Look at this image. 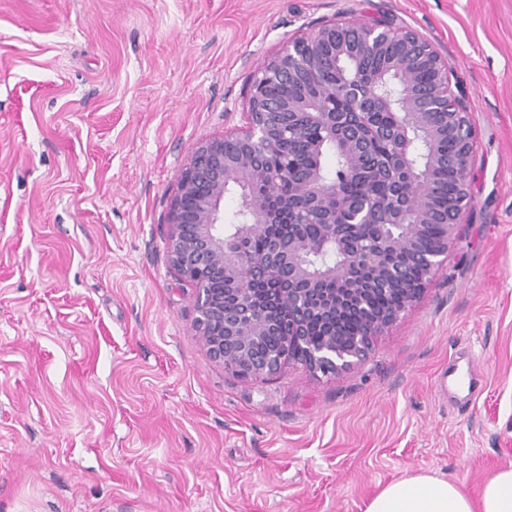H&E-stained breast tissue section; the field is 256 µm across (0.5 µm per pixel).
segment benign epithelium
Returning <instances> with one entry per match:
<instances>
[{
    "instance_id": "obj_1",
    "label": "benign epithelium",
    "mask_w": 512,
    "mask_h": 512,
    "mask_svg": "<svg viewBox=\"0 0 512 512\" xmlns=\"http://www.w3.org/2000/svg\"><path fill=\"white\" fill-rule=\"evenodd\" d=\"M380 60L376 74L362 77L361 62ZM354 76L329 85L325 74L343 66ZM281 81L294 87L293 97L271 98L267 84ZM347 97L355 113L365 108L389 112L392 124L380 132L369 124L352 122L326 108L327 93ZM244 124L200 142L180 169L169 204V260L179 276L195 288L193 328L210 358L243 378L273 377L290 361L323 375L336 374L362 361L377 336L383 334L416 301L433 273L448 259L457 229L472 208V155L475 141L466 95L452 90L448 65L437 49L411 29L389 20L364 21L342 17L327 20L305 35L284 44L267 58L251 80ZM383 135L401 144L399 166L408 174L398 196L399 215L407 229L382 236L373 250L352 242L336 223V196L341 180L322 165H288L274 179H264L262 157L272 148L299 141L312 155L340 149V169L355 176L371 157L372 140ZM456 150L444 153L448 137ZM451 169L458 192L437 203L439 188L429 173ZM263 182L261 193L254 191ZM291 188L293 214L312 213L323 223L321 243H309L302 225L287 236L268 237L266 250L248 260L229 247L266 235L274 208L283 202L282 183ZM239 191L231 235L224 234V195ZM360 223H393L373 197L347 203ZM436 226L437 236L428 228ZM340 249L344 261L327 258ZM363 263L372 280L406 286L401 300L377 309L369 302L374 288L350 286V268ZM270 283L293 311L290 336L283 346L270 348L267 338L281 331L277 302L261 300L254 285ZM356 306L362 315L350 335L335 329L320 340L307 335L308 320L316 315L332 320Z\"/></svg>"
}]
</instances>
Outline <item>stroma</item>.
I'll use <instances>...</instances> for the list:
<instances>
[{"label": "stroma", "instance_id": "obj_1", "mask_svg": "<svg viewBox=\"0 0 512 512\" xmlns=\"http://www.w3.org/2000/svg\"><path fill=\"white\" fill-rule=\"evenodd\" d=\"M339 16L439 50L472 211L359 364L242 379L167 259L176 176L242 125L265 58ZM511 464L512 0H0V512H363Z\"/></svg>", "mask_w": 512, "mask_h": 512}]
</instances>
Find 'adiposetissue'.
<instances>
[{
  "label": "adipose tissue",
  "instance_id": "ef3b65f1",
  "mask_svg": "<svg viewBox=\"0 0 512 512\" xmlns=\"http://www.w3.org/2000/svg\"><path fill=\"white\" fill-rule=\"evenodd\" d=\"M364 512H512V464L496 472L474 498L452 479L407 476L384 486Z\"/></svg>",
  "mask_w": 512,
  "mask_h": 512
}]
</instances>
